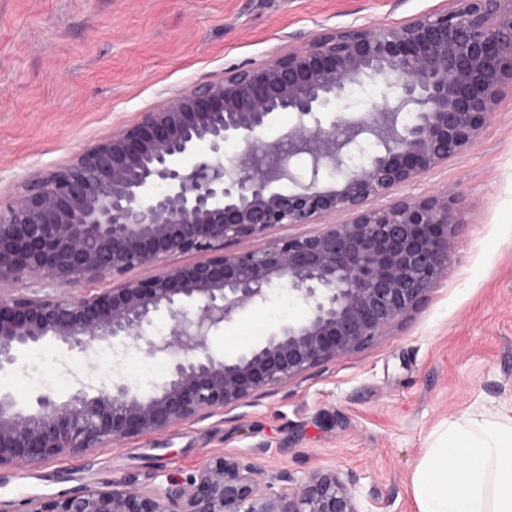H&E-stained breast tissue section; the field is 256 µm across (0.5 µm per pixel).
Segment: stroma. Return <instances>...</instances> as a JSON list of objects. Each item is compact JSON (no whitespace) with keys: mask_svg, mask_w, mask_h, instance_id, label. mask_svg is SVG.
<instances>
[{"mask_svg":"<svg viewBox=\"0 0 512 512\" xmlns=\"http://www.w3.org/2000/svg\"><path fill=\"white\" fill-rule=\"evenodd\" d=\"M444 0H0V192L66 163L166 97L324 28L394 24ZM459 191L452 264L372 345L253 403L146 437L0 469L16 505L123 477L140 485L245 453L296 477L350 472L368 512H417L426 448L472 407H512V94L476 142L402 188ZM272 291L209 338L235 356L304 309Z\"/></svg>","mask_w":512,"mask_h":512,"instance_id":"1","label":"stroma"}]
</instances>
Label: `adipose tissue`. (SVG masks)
<instances>
[{"instance_id":"adipose-tissue-1","label":"adipose tissue","mask_w":512,"mask_h":512,"mask_svg":"<svg viewBox=\"0 0 512 512\" xmlns=\"http://www.w3.org/2000/svg\"><path fill=\"white\" fill-rule=\"evenodd\" d=\"M419 512H512V410L450 420L412 477Z\"/></svg>"}]
</instances>
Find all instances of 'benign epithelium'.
Listing matches in <instances>:
<instances>
[{
	"mask_svg": "<svg viewBox=\"0 0 512 512\" xmlns=\"http://www.w3.org/2000/svg\"><path fill=\"white\" fill-rule=\"evenodd\" d=\"M367 83L385 89L382 105L334 112ZM508 92L512 0H448L396 24L325 28L200 81L0 194V287L36 278L57 290L0 292V371L46 342L168 364L149 394L120 376L31 407L0 394V468L206 419L385 335L447 277L460 223L457 191L398 192L472 145ZM281 112L296 123L269 141ZM229 142L241 149L226 157ZM366 144V159L347 164ZM306 224L323 228L266 239ZM184 255L198 260L172 263ZM92 282L105 287L67 295ZM275 288L304 306L301 319L235 357L209 347ZM161 313L168 336L153 330ZM0 512L363 510L341 469L300 480L226 453L182 479L119 478Z\"/></svg>",
	"mask_w": 512,
	"mask_h": 512,
	"instance_id": "1",
	"label": "benign epithelium"
}]
</instances>
